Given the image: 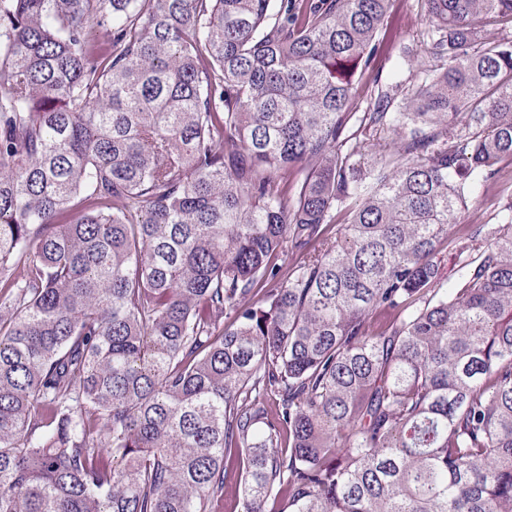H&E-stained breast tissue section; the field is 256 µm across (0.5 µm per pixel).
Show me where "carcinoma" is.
I'll return each instance as SVG.
<instances>
[{
    "instance_id": "obj_1",
    "label": "carcinoma",
    "mask_w": 512,
    "mask_h": 512,
    "mask_svg": "<svg viewBox=\"0 0 512 512\" xmlns=\"http://www.w3.org/2000/svg\"><path fill=\"white\" fill-rule=\"evenodd\" d=\"M426 2L360 97L392 0H0V512H512V0ZM425 14V0H394L384 39L385 51L378 63L382 82L392 80L400 66L404 68L401 74H408L406 63L409 61L415 65L423 57L434 64L426 57L421 43L420 31ZM511 182L508 178L492 186L482 199L466 209L461 217L460 224H493L496 223L495 216L506 202V198L511 197ZM466 255L467 254H463L459 258L452 244H448V248H445L441 252L438 288H451L457 282L462 272L460 268L462 266V262L466 258Z\"/></svg>"
}]
</instances>
